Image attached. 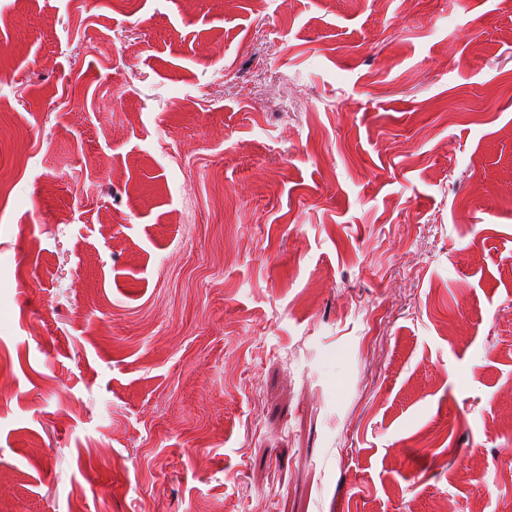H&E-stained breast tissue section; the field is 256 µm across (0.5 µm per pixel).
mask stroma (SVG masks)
Here are the masks:
<instances>
[{
	"label": "stroma",
	"instance_id": "stroma-1",
	"mask_svg": "<svg viewBox=\"0 0 512 512\" xmlns=\"http://www.w3.org/2000/svg\"><path fill=\"white\" fill-rule=\"evenodd\" d=\"M512 0H0V512H512Z\"/></svg>",
	"mask_w": 512,
	"mask_h": 512
}]
</instances>
